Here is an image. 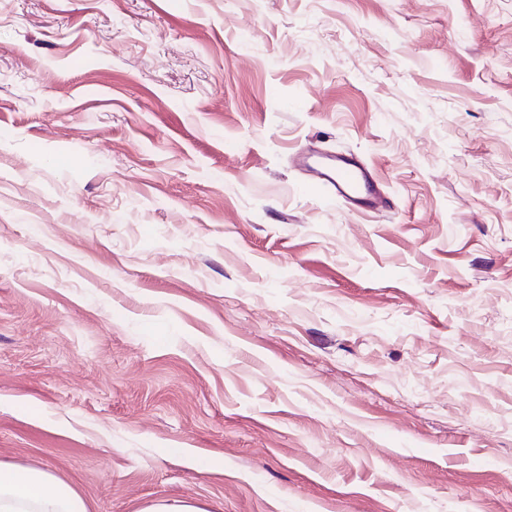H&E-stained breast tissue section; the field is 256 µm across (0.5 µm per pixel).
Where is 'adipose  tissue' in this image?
Segmentation results:
<instances>
[{"instance_id": "adipose-tissue-1", "label": "adipose tissue", "mask_w": 512, "mask_h": 512, "mask_svg": "<svg viewBox=\"0 0 512 512\" xmlns=\"http://www.w3.org/2000/svg\"><path fill=\"white\" fill-rule=\"evenodd\" d=\"M0 512H90V506L51 472L0 462Z\"/></svg>"}]
</instances>
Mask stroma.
I'll return each instance as SVG.
<instances>
[{"label": "stroma", "instance_id": "35a3bbf8", "mask_svg": "<svg viewBox=\"0 0 512 512\" xmlns=\"http://www.w3.org/2000/svg\"><path fill=\"white\" fill-rule=\"evenodd\" d=\"M0 462L512 512V0H0ZM313 169L317 177L315 184L328 199L351 202L366 200L369 196L365 172L356 162L336 160L335 164H327L316 160Z\"/></svg>", "mask_w": 512, "mask_h": 512}]
</instances>
